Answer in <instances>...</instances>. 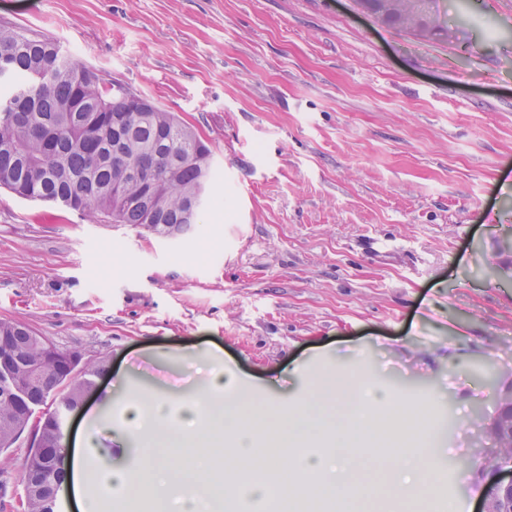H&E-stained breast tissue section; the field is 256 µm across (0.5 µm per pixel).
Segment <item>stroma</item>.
<instances>
[{"instance_id": "35a3bbf8", "label": "stroma", "mask_w": 512, "mask_h": 512, "mask_svg": "<svg viewBox=\"0 0 512 512\" xmlns=\"http://www.w3.org/2000/svg\"><path fill=\"white\" fill-rule=\"evenodd\" d=\"M441 5L447 33L422 39L357 0H0V22L192 126L217 171L172 238L0 188V320L108 357L66 424L101 462L122 452L117 382L367 373L452 452L416 512H479L483 430L512 392V0ZM29 444L0 450V512Z\"/></svg>"}]
</instances>
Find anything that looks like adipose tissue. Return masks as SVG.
<instances>
[{"label":"adipose tissue","instance_id":"adipose-tissue-1","mask_svg":"<svg viewBox=\"0 0 512 512\" xmlns=\"http://www.w3.org/2000/svg\"><path fill=\"white\" fill-rule=\"evenodd\" d=\"M371 385L363 376L357 388L337 386L332 441L331 428L316 415L322 393L312 382L295 405L264 408L236 374H211L206 395L181 402L185 427L163 441L142 418L147 408L167 414L168 398L133 392L124 399L117 433L131 436L136 464H91L95 438L86 430L64 459L65 475L75 498L85 499L87 488L97 485L123 512H199L184 489L202 477L222 512H349L352 499L372 491L352 479L365 460L382 465L387 512H409L437 489L442 472L426 410Z\"/></svg>","mask_w":512,"mask_h":512}]
</instances>
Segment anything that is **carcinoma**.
<instances>
[{"label":"carcinoma","instance_id":"cac0c4a2","mask_svg":"<svg viewBox=\"0 0 512 512\" xmlns=\"http://www.w3.org/2000/svg\"><path fill=\"white\" fill-rule=\"evenodd\" d=\"M439 0H362L383 22L422 37L443 31ZM0 186L16 196L58 204L92 221L132 224L161 237L185 233L186 203L196 188L213 184L212 150L173 113L119 82L63 53L50 40L0 23ZM133 163L149 156L159 195L148 193L138 179L126 178V201L112 197L118 169L112 154ZM36 334L20 322L0 321V349L15 354L11 372L24 388L17 402L0 386V448L11 447L19 433L48 399L58 407L44 416L46 450L29 449L24 486L30 489L27 512H52V488L63 479L53 454L63 452V415L79 402L91 377L102 372L108 357L69 379L54 359L40 352Z\"/></svg>","mask_w":512,"mask_h":512}]
</instances>
